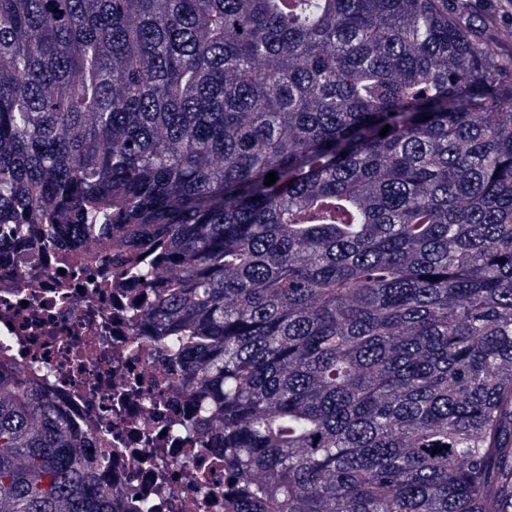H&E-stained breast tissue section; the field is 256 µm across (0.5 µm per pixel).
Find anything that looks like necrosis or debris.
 Wrapping results in <instances>:
<instances>
[{
    "instance_id": "obj_1",
    "label": "necrosis or debris",
    "mask_w": 512,
    "mask_h": 512,
    "mask_svg": "<svg viewBox=\"0 0 512 512\" xmlns=\"http://www.w3.org/2000/svg\"><path fill=\"white\" fill-rule=\"evenodd\" d=\"M147 291L129 288L111 263L91 265L44 250L27 263L0 255V363L48 391L60 414L104 456L105 478L118 493V512H224V456L199 447L187 430L189 396L178 366L129 319Z\"/></svg>"
}]
</instances>
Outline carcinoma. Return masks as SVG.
Returning <instances> with one entry per match:
<instances>
[{
    "label": "carcinoma",
    "mask_w": 512,
    "mask_h": 512,
    "mask_svg": "<svg viewBox=\"0 0 512 512\" xmlns=\"http://www.w3.org/2000/svg\"><path fill=\"white\" fill-rule=\"evenodd\" d=\"M505 42L463 0H0V247L125 258L233 512H512ZM105 468L0 365V512H115Z\"/></svg>",
    "instance_id": "cac0c4a2"
}]
</instances>
